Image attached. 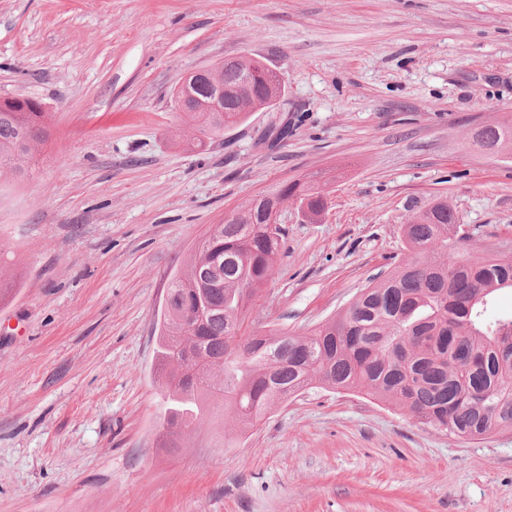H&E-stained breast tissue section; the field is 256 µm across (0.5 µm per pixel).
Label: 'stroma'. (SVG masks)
<instances>
[{
  "label": "stroma",
  "mask_w": 512,
  "mask_h": 512,
  "mask_svg": "<svg viewBox=\"0 0 512 512\" xmlns=\"http://www.w3.org/2000/svg\"><path fill=\"white\" fill-rule=\"evenodd\" d=\"M239 55L284 97L184 148L173 89ZM6 97L41 102L52 135L0 174V273L20 277L0 306V512H512V431L469 441L319 385L160 447L156 353L171 274L284 180L318 175L327 207L285 206L256 334L335 316L436 197L468 253H512V162L471 144L512 122V0H0Z\"/></svg>",
  "instance_id": "35a3bbf8"
}]
</instances>
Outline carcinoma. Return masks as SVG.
<instances>
[{"label":"carcinoma","mask_w":512,"mask_h":512,"mask_svg":"<svg viewBox=\"0 0 512 512\" xmlns=\"http://www.w3.org/2000/svg\"><path fill=\"white\" fill-rule=\"evenodd\" d=\"M284 95L261 59L226 58L173 91L200 136L241 123L249 101L263 108ZM50 113L28 98L0 99V172L21 171L49 136ZM483 152L512 158V126L474 136ZM316 216L325 197L308 181L266 190ZM408 257L371 281L346 308L307 336L246 334L244 314L274 275L284 236L254 199L213 226L172 277L158 332V378L166 407L161 447L173 448L215 401L247 425L313 384L365 394L419 423L466 440L512 430V318L493 319L494 295L512 290V254L463 258L448 246L459 225L435 201L402 227Z\"/></svg>","instance_id":"1"}]
</instances>
